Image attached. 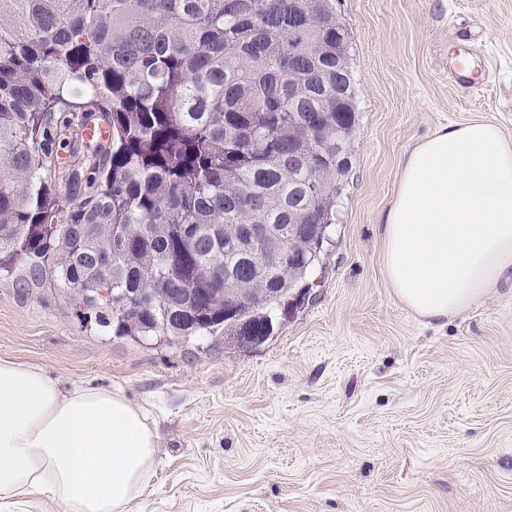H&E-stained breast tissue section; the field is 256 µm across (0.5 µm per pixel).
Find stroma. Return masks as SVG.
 I'll list each match as a JSON object with an SVG mask.
<instances>
[{
	"instance_id": "1",
	"label": "stroma",
	"mask_w": 512,
	"mask_h": 512,
	"mask_svg": "<svg viewBox=\"0 0 512 512\" xmlns=\"http://www.w3.org/2000/svg\"><path fill=\"white\" fill-rule=\"evenodd\" d=\"M359 122L321 271L254 349L143 342L0 279V358L122 390L159 434L132 512H512V286L445 321L402 303L380 216L439 128L512 136V0H333ZM479 88L452 78L458 58Z\"/></svg>"
}]
</instances>
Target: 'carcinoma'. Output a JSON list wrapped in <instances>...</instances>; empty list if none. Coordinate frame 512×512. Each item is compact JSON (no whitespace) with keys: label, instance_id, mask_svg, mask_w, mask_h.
Returning <instances> with one entry per match:
<instances>
[{"label":"carcinoma","instance_id":"carcinoma-1","mask_svg":"<svg viewBox=\"0 0 512 512\" xmlns=\"http://www.w3.org/2000/svg\"><path fill=\"white\" fill-rule=\"evenodd\" d=\"M350 46L332 0H0V273L118 336L265 343L351 167ZM89 112L112 151L82 156L83 190L49 141ZM246 224L275 225L293 260L246 253Z\"/></svg>","mask_w":512,"mask_h":512}]
</instances>
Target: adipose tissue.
Instances as JSON below:
<instances>
[{
	"instance_id": "adipose-tissue-1",
	"label": "adipose tissue",
	"mask_w": 512,
	"mask_h": 512,
	"mask_svg": "<svg viewBox=\"0 0 512 512\" xmlns=\"http://www.w3.org/2000/svg\"><path fill=\"white\" fill-rule=\"evenodd\" d=\"M382 235L388 281L420 316L448 318L512 284V137L472 120L416 144ZM157 451L121 392L66 391L39 366L0 359V503L39 493L57 512H131Z\"/></svg>"
}]
</instances>
